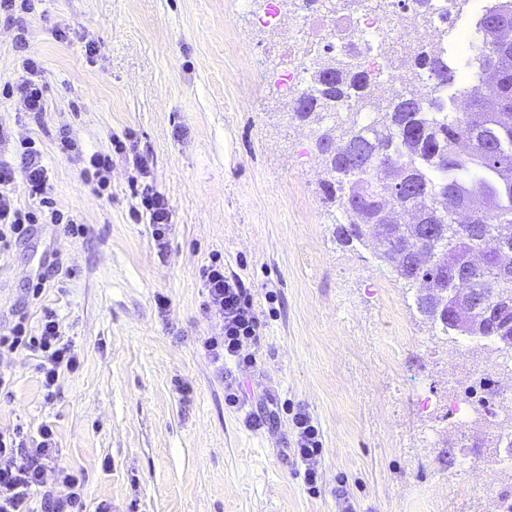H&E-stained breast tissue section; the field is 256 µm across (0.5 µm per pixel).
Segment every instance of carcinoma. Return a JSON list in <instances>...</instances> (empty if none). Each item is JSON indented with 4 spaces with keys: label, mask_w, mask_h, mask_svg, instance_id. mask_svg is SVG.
Segmentation results:
<instances>
[{
    "label": "carcinoma",
    "mask_w": 512,
    "mask_h": 512,
    "mask_svg": "<svg viewBox=\"0 0 512 512\" xmlns=\"http://www.w3.org/2000/svg\"><path fill=\"white\" fill-rule=\"evenodd\" d=\"M423 67L439 88L415 84L390 104L378 102L374 86L359 69L336 66V51H324L325 66L311 70L316 81L313 94L293 99L294 117L315 123L334 118L339 106L353 101L372 109L373 134L349 124L333 122L315 128L314 144L321 149L327 131L336 133L340 147L329 160V179L322 183L328 202H339L343 222L337 235L344 243L367 245L375 236L376 215L385 209L386 181L401 183L394 194V234L380 241L377 257L393 267L396 274L420 286L445 279V271L469 264L470 279L459 283H498L499 295L489 305L480 304L468 313L469 328L459 331L450 323L441 327L447 336L512 335V278H498L497 240L512 226V30L491 42L483 36L476 60L489 83L480 90L465 89L455 75L454 44L448 52H421ZM475 142L479 154L468 163L456 158V142ZM380 154L389 169L361 167L351 180L340 174L357 160L367 161ZM476 202L468 211V222L457 224L450 237L436 238L427 249V261H415L406 254L408 240L423 232L419 216L439 210L449 224H456L455 210L463 202Z\"/></svg>",
    "instance_id": "carcinoma-1"
}]
</instances>
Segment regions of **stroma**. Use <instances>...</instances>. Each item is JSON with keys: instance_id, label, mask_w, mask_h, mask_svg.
Instances as JSON below:
<instances>
[{"instance_id": "obj_1", "label": "stroma", "mask_w": 512, "mask_h": 512, "mask_svg": "<svg viewBox=\"0 0 512 512\" xmlns=\"http://www.w3.org/2000/svg\"><path fill=\"white\" fill-rule=\"evenodd\" d=\"M267 2L31 0L23 20L46 86L38 121L4 93L23 70L17 29L0 17V124L12 132L0 158L17 165L20 141L35 140L56 208L86 229L73 238L41 224L0 252V330L18 309L33 327L52 309L80 358L48 401L35 353L0 356L14 380L0 428L54 424L92 510L106 500L112 512H337L341 489L356 512H492L512 490V464L475 447L491 427L460 436L446 416L474 375L512 385L508 353L440 338L416 284L337 238L311 128L277 90L288 64L308 61L286 44L295 8L277 0L280 20L265 27L244 18ZM63 126L85 153H111V197L94 196L60 152ZM137 151L174 212L162 255L150 224L130 216ZM215 255L264 324L239 409L201 346L221 328L199 277ZM57 259L64 273L30 300ZM292 406L322 436L313 491L287 456ZM251 414L261 428L247 426Z\"/></svg>"}]
</instances>
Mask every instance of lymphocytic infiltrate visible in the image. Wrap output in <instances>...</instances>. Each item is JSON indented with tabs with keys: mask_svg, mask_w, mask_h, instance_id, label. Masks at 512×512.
<instances>
[{
	"mask_svg": "<svg viewBox=\"0 0 512 512\" xmlns=\"http://www.w3.org/2000/svg\"><path fill=\"white\" fill-rule=\"evenodd\" d=\"M16 46L24 52L22 65L25 76L17 86L24 112L33 119H41L45 107V87L37 79L38 64L28 57L25 33H17ZM21 163L27 173L29 193L38 200L37 207L23 208L16 204L13 192V169L0 161V251L13 242L25 239L37 225L50 224L64 234L78 237L85 228L73 217L56 209L47 192V170L42 153L34 141L22 144ZM134 166L145 183L141 189V205L152 225V237L158 250H165L168 232L173 222V211L167 198L148 184L151 162L148 155L134 157ZM200 277L206 290L203 308L222 323L220 335L204 339L203 347L215 362L232 361L237 367H253L255 360L247 348L260 337L263 324L254 307L251 292L235 276L224 273L223 266H202ZM27 350L37 353L38 371L47 395H54L62 372L76 371L79 356L71 343L62 338L56 313L46 309L37 329H30L25 311L15 313V322L7 332H0V353ZM294 433V452L299 466L298 474L305 486L316 487L319 481L317 458L322 452L318 427L304 409H297L291 417ZM39 442H30L23 426L0 430V512H34L31 506L33 491H40L41 512H86V489L82 475L63 463L53 425L43 424ZM54 472L57 481L65 486V493L48 488L47 472Z\"/></svg>",
	"mask_w": 512,
	"mask_h": 512,
	"instance_id": "obj_1",
	"label": "lymphocytic infiltrate"
}]
</instances>
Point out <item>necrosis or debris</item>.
I'll return each mask as SVG.
<instances>
[{
	"mask_svg": "<svg viewBox=\"0 0 512 512\" xmlns=\"http://www.w3.org/2000/svg\"><path fill=\"white\" fill-rule=\"evenodd\" d=\"M335 0H303V10L288 39L293 47L312 52L334 45L346 63L368 72L383 99L401 92L405 79L427 84L428 74L410 70L417 53L441 50L437 35L449 7L448 0H383L381 11L351 15L353 32L345 34L338 22ZM315 28V40H307L308 28Z\"/></svg>",
	"mask_w": 512,
	"mask_h": 512,
	"instance_id": "obj_1",
	"label": "necrosis or debris"
}]
</instances>
